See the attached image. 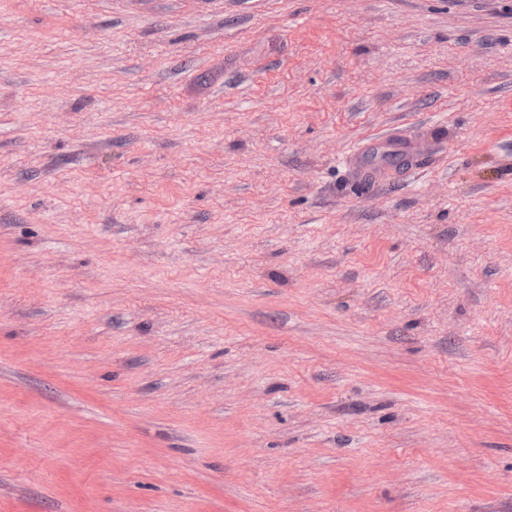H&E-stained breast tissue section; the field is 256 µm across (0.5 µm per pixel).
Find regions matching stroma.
Returning a JSON list of instances; mask_svg holds the SVG:
<instances>
[{"label": "stroma", "instance_id": "obj_1", "mask_svg": "<svg viewBox=\"0 0 512 512\" xmlns=\"http://www.w3.org/2000/svg\"><path fill=\"white\" fill-rule=\"evenodd\" d=\"M0 512H512V0H0Z\"/></svg>", "mask_w": 512, "mask_h": 512}]
</instances>
